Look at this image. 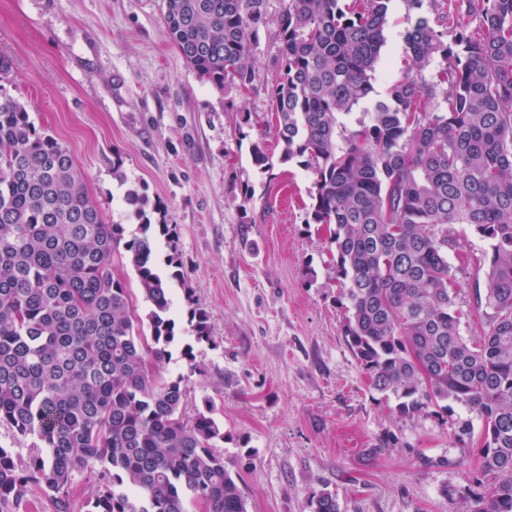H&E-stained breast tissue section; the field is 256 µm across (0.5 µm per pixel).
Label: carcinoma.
<instances>
[{"instance_id":"carcinoma-1","label":"carcinoma","mask_w":512,"mask_h":512,"mask_svg":"<svg viewBox=\"0 0 512 512\" xmlns=\"http://www.w3.org/2000/svg\"><path fill=\"white\" fill-rule=\"evenodd\" d=\"M392 0H287L277 20L281 68L271 89L281 161L314 176L309 224H333L350 315L344 335L376 392L403 416L453 402L483 421L480 469L491 479L466 512H512V0H448L449 27L419 18L404 76L354 131L338 115L370 98ZM266 0H162L165 35L203 81L245 92ZM262 171L273 162L251 145ZM147 231L158 204L124 195ZM489 243L477 306L462 334L448 228ZM158 269L149 235L86 190L70 150L0 91V426L34 437L25 460L0 447V512H247L224 463L213 402L189 416L186 378L158 383L176 343L171 287L185 284L173 229ZM123 246L148 312L131 309L112 253ZM196 342L208 315L192 300ZM101 466L75 507L74 486ZM313 512H338L336 493Z\"/></svg>"}]
</instances>
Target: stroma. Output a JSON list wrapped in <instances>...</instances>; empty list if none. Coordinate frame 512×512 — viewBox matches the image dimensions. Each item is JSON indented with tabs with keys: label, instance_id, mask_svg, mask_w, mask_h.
<instances>
[{
	"label": "stroma",
	"instance_id": "1",
	"mask_svg": "<svg viewBox=\"0 0 512 512\" xmlns=\"http://www.w3.org/2000/svg\"><path fill=\"white\" fill-rule=\"evenodd\" d=\"M283 8L266 0L255 78L240 93L186 66L160 0H0V54L12 61L0 90L71 150L109 221L139 232L123 201L135 188L175 228L187 281L172 288L179 338L149 370L159 383L184 376L188 409L214 401L247 512H312L324 489L339 512H464L481 489L479 415L458 406L405 417L370 388L345 341L349 302L329 229L307 221L313 177L278 161L268 123ZM446 9V0H393L373 101L402 76L417 18ZM255 141L275 156L272 172L253 166ZM484 248L460 234L448 251L467 337L486 327L475 305L484 273L468 260ZM190 299L208 314L210 341L193 337Z\"/></svg>",
	"mask_w": 512,
	"mask_h": 512
}]
</instances>
